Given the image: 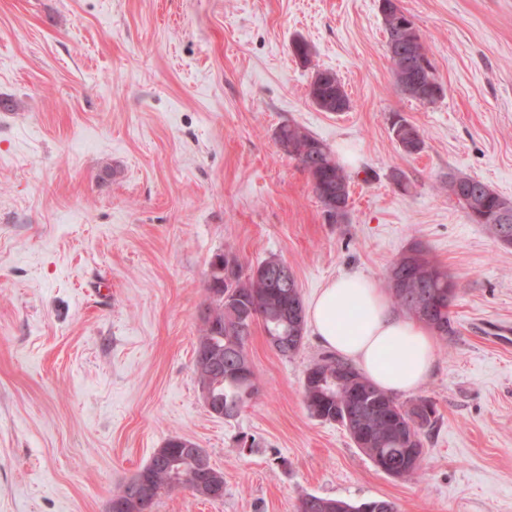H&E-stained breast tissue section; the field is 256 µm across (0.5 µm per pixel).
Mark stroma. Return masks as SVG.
Returning <instances> with one entry per match:
<instances>
[{
  "mask_svg": "<svg viewBox=\"0 0 512 512\" xmlns=\"http://www.w3.org/2000/svg\"><path fill=\"white\" fill-rule=\"evenodd\" d=\"M398 4L446 89L434 104L396 89L379 0H0V512H108L174 436L207 451L224 496L153 512H296L308 495L512 512V246L441 188L468 176L512 200V0ZM318 69L349 111L313 104ZM285 123L342 158L344 222L281 151ZM415 242L460 286L455 335L401 397L438 410L423 479L309 415L304 373L326 352L310 332L284 357L255 326L259 398L208 410L194 350L215 254L280 258L308 302L344 273L385 286ZM400 121L403 122L401 126H404L405 130L394 137L398 147L409 156L420 153L423 150L424 141L419 130L403 118H400Z\"/></svg>",
  "mask_w": 512,
  "mask_h": 512,
  "instance_id": "obj_1",
  "label": "stroma"
}]
</instances>
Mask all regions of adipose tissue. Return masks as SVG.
I'll list each match as a JSON object with an SVG mask.
<instances>
[{"instance_id":"1","label":"adipose tissue","mask_w":512,"mask_h":512,"mask_svg":"<svg viewBox=\"0 0 512 512\" xmlns=\"http://www.w3.org/2000/svg\"><path fill=\"white\" fill-rule=\"evenodd\" d=\"M307 320L324 347L387 392L417 390L434 368L430 329L395 313L387 293L363 275L328 281L309 305Z\"/></svg>"}]
</instances>
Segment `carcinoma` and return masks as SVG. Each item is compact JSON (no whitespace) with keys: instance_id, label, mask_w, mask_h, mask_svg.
I'll return each mask as SVG.
<instances>
[{"instance_id":"carcinoma-1","label":"carcinoma","mask_w":512,"mask_h":512,"mask_svg":"<svg viewBox=\"0 0 512 512\" xmlns=\"http://www.w3.org/2000/svg\"><path fill=\"white\" fill-rule=\"evenodd\" d=\"M385 29L395 35L397 50L390 53L394 82L397 90L421 103L433 104L445 94V89L435 76L421 72L420 81L412 85L401 52L420 67L426 61L421 37L412 22L399 6L384 16ZM343 83L329 70H316L310 84L312 102L322 112L347 111L349 96L342 93ZM404 132L395 136L400 150L411 156L421 152L424 141L419 130L403 122ZM281 150L305 171L311 179L314 193L328 217L336 222L348 216L349 175L336 160L330 147L316 136L296 124L285 123L276 132ZM462 199L458 203L474 224L487 227L492 236L506 246L512 238L503 239L499 215L512 212L508 200L486 183L467 176L460 177ZM281 263L270 257L257 267L239 266V273L223 281L220 297L212 298L207 305L208 316L201 321L200 336L194 356V371L198 384L206 386L214 399L224 405V417H236L245 405L259 395V378L247 352L250 336H243L238 328L250 324L262 325L268 336L288 340L294 327L288 317L291 300L288 290L274 282L269 272ZM405 267L406 278L402 291H389L393 307L412 317L422 299L439 297L436 311L427 326L443 340L455 333L448 309V272L433 263L428 251L420 242L412 244L389 267L388 273ZM347 368L361 380L363 397L354 395L356 383L347 381L336 385V374ZM303 402L309 414L321 421L336 422L348 432L356 448L371 462L388 457L401 466L400 479L418 481L423 475L422 466L403 464L404 441L402 436L414 438L413 446L424 447V440L435 428L438 415L435 403L420 397L410 403L398 401L393 395L374 385L351 362L334 354H327L313 361L306 369L302 384ZM164 447L178 449L194 462L172 475L157 463L150 462L135 473L130 482L142 480L150 491V505L164 493L188 490L195 497L211 499L209 486L200 481V473L208 472L224 485V473L216 469L208 453L197 456L199 446L179 437L168 439ZM327 499L315 495L302 498L297 512H323ZM337 512H398L394 502L383 499L349 503L336 500Z\"/></svg>"}]
</instances>
